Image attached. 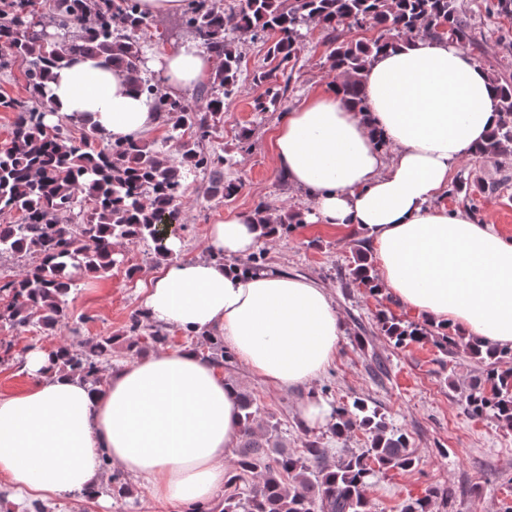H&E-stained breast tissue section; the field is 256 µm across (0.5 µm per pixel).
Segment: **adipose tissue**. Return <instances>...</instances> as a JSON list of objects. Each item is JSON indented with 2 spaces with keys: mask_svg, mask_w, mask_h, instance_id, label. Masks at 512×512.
I'll return each instance as SVG.
<instances>
[{
  "mask_svg": "<svg viewBox=\"0 0 512 512\" xmlns=\"http://www.w3.org/2000/svg\"><path fill=\"white\" fill-rule=\"evenodd\" d=\"M219 65L188 40L157 69L165 90L179 94ZM48 86L54 115L89 121L112 139L159 125L152 99L99 59L54 70ZM364 91L361 111L329 81L288 112L273 136L276 170L311 201L309 221L365 232L385 292L465 340L511 348L512 239L491 219L437 202L452 166L498 124L495 84L456 44L415 37L373 57ZM260 242L253 213H225L208 231L212 259L164 266L142 310L152 323L220 337L250 372L286 391L326 370L342 322L316 282L232 266ZM24 368L33 384L0 396V485L20 512L90 491L111 506L103 448L164 512L223 492L240 440L237 392L194 348L108 365L95 387L41 349Z\"/></svg>",
  "mask_w": 512,
  "mask_h": 512,
  "instance_id": "ef3b65f1",
  "label": "adipose tissue"
}]
</instances>
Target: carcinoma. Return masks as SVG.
Here are the masks:
<instances>
[{
    "label": "carcinoma",
    "mask_w": 512,
    "mask_h": 512,
    "mask_svg": "<svg viewBox=\"0 0 512 512\" xmlns=\"http://www.w3.org/2000/svg\"><path fill=\"white\" fill-rule=\"evenodd\" d=\"M31 0H0V69L24 67L29 98L0 95V109L14 114L9 138L0 145V215L16 220L0 223V256L28 259L19 280L0 285L10 297L0 308V325L25 329L39 321L52 330L65 315L77 286L76 274L105 277L120 263L116 244L156 239L163 219L174 222L187 175L224 164V156L207 151L204 143L216 132L224 101L235 93L242 47L256 39L270 42L267 56L275 65L256 72L265 87L253 103L256 112H275L288 90L290 63L313 26L326 33V60L341 73V88L359 110H365L366 69L373 56L392 47L402 36L448 38L464 47L475 41L458 0H238L229 13L224 0H188L179 28L200 46L221 58L208 84L197 91L201 104L166 93L147 72L144 42L137 32L146 19L133 13L132 0H53L49 12L35 16ZM344 28H377L369 40L341 38ZM95 56L112 67L140 76L139 88L154 100L161 122L170 126V150H156L142 138L113 141L92 123H84L79 143L68 144L61 124L46 121L45 98L52 70L75 57ZM499 88L498 127L472 154L500 157L512 153V83ZM485 187L477 180L456 183L448 195L463 197L471 212ZM88 207L82 223H73L75 208ZM257 224L266 230L278 224L303 223L298 213L287 216L261 201ZM352 275L371 293H379L370 259L356 251ZM382 330L397 345L430 336L442 350L461 349L486 364L482 378L470 385L469 407L512 428V370L499 369L512 360V349L479 342L433 326L382 319ZM125 349L140 353L164 346L168 333L147 323L141 312L130 317ZM111 336L89 338L79 347L51 351L55 365L100 383L102 366L112 359ZM195 349L216 368L231 369L235 354L218 337H201ZM242 435L229 467L224 499L218 507L191 504L187 512H369L367 491L376 473L410 470L417 460L405 433L387 425L377 408L356 399L336 408L333 436L341 439L356 429L371 433L369 448L346 450L335 461L318 440H308L299 453L281 444L278 423L258 428L256 399L238 390ZM448 491L432 489L405 503L401 512H432L437 498Z\"/></svg>",
    "instance_id": "1"
}]
</instances>
